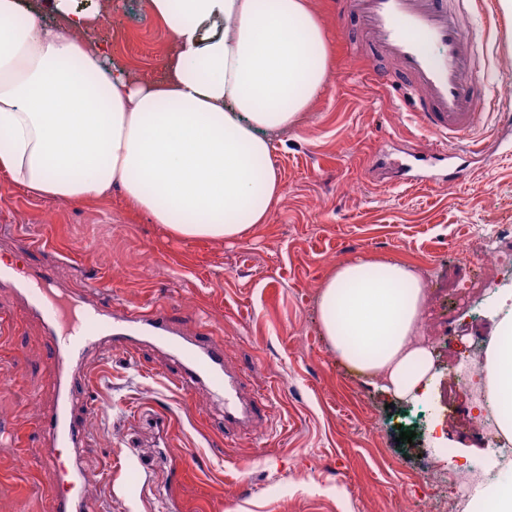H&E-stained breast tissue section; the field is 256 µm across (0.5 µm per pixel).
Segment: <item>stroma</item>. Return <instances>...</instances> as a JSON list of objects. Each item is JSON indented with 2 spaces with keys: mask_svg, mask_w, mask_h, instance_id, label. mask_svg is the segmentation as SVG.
Segmentation results:
<instances>
[{
  "mask_svg": "<svg viewBox=\"0 0 512 512\" xmlns=\"http://www.w3.org/2000/svg\"><path fill=\"white\" fill-rule=\"evenodd\" d=\"M329 48L326 84L298 122L273 136L282 197L270 220L232 241L180 240L113 191L70 203L37 199L0 181V260L29 253L32 235L92 266L115 298L181 309L214 333L265 417L224 428V401L205 387H177L181 368L143 345L136 356L89 354L90 396L102 407L80 450V479L112 499V512H404V497L431 494L463 471L484 444L440 399L456 385L469 319H449L447 289L476 268L454 243L494 238L512 248V16L499 5L464 10L489 103L477 129L484 153L469 156L461 185L410 186L388 165L401 150L431 149L430 135L375 90L336 21V0H308ZM92 39L109 46L134 79H157L172 39L149 0H112ZM361 256L393 259L442 287L426 299L436 323L435 378L426 394L398 400L330 349L318 292L336 268ZM0 288V436L36 442L55 375L37 320ZM416 423L412 442L398 427ZM183 473L174 476L172 465ZM307 480H297L296 467ZM54 473L0 445V512H53Z\"/></svg>",
  "mask_w": 512,
  "mask_h": 512,
  "instance_id": "1",
  "label": "stroma"
}]
</instances>
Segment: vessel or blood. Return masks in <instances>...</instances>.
Listing matches in <instances>:
<instances>
[{
	"label": "vessel or blood",
	"mask_w": 512,
	"mask_h": 512,
	"mask_svg": "<svg viewBox=\"0 0 512 512\" xmlns=\"http://www.w3.org/2000/svg\"><path fill=\"white\" fill-rule=\"evenodd\" d=\"M459 0H336L340 24L357 23L361 41L378 47L382 63L364 75L377 89L397 88L402 106L434 138L432 155L447 160L451 181L464 182L467 155L476 153L474 133L482 122L486 94L474 75L479 69L473 43L462 27ZM59 251L54 262L32 266L27 259L0 266V288L24 297L27 312L41 322L47 361L57 375L55 396L40 426L51 439L36 464L56 474L48 493L55 512H103L98 496L61 464L59 451L81 447L86 418L97 407L85 394L92 384L85 358L132 352L145 342L166 349L181 365V380L201 383L224 395V423L234 428L259 420L261 403L242 400L241 385L224 362V346L212 334L188 332V321L162 305L126 300L98 301L60 287L55 269L71 262Z\"/></svg>",
	"instance_id": "obj_1"
}]
</instances>
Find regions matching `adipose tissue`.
<instances>
[{
  "instance_id": "obj_1",
  "label": "adipose tissue",
  "mask_w": 512,
  "mask_h": 512,
  "mask_svg": "<svg viewBox=\"0 0 512 512\" xmlns=\"http://www.w3.org/2000/svg\"><path fill=\"white\" fill-rule=\"evenodd\" d=\"M173 39L160 80L106 65L85 35L96 15L47 0L50 21L0 0V176L25 193L67 202L120 189L177 239L230 241L267 223L281 194L272 133L293 125L321 92L327 42L307 0H150ZM426 292L401 262L359 257L339 266L318 299L332 350L398 399L434 379L415 340ZM512 437V321L482 365Z\"/></svg>"
}]
</instances>
